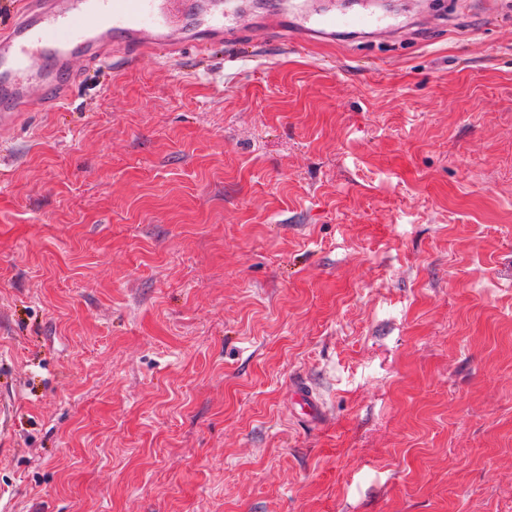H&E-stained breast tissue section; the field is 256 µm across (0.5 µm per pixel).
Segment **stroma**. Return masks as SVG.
Wrapping results in <instances>:
<instances>
[{"label":"stroma","instance_id":"35a3bbf8","mask_svg":"<svg viewBox=\"0 0 512 512\" xmlns=\"http://www.w3.org/2000/svg\"><path fill=\"white\" fill-rule=\"evenodd\" d=\"M392 8L0 134V512H512V0Z\"/></svg>","mask_w":512,"mask_h":512}]
</instances>
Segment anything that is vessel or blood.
I'll return each instance as SVG.
<instances>
[{"mask_svg": "<svg viewBox=\"0 0 512 512\" xmlns=\"http://www.w3.org/2000/svg\"><path fill=\"white\" fill-rule=\"evenodd\" d=\"M346 27L381 33L388 24L365 10L324 15L314 12L312 0H280L263 30L285 48L333 38ZM251 29L248 14L232 12L228 0H0V126L66 100L78 77L73 59L89 65L114 57L175 61ZM36 60L47 74L34 95L27 75Z\"/></svg>", "mask_w": 512, "mask_h": 512, "instance_id": "1", "label": "vessel or blood"}]
</instances>
